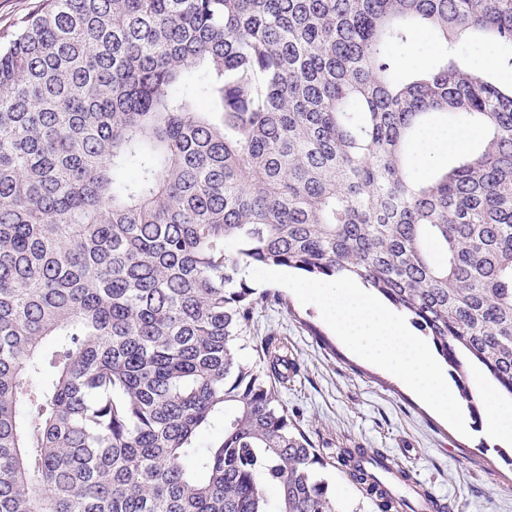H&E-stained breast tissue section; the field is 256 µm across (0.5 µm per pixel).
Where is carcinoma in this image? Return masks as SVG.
I'll return each instance as SVG.
<instances>
[{
	"instance_id": "cac0c4a2",
	"label": "carcinoma",
	"mask_w": 512,
	"mask_h": 512,
	"mask_svg": "<svg viewBox=\"0 0 512 512\" xmlns=\"http://www.w3.org/2000/svg\"><path fill=\"white\" fill-rule=\"evenodd\" d=\"M0 42V512H341L288 415V351L240 359L249 267L347 275L512 398V0H45ZM436 32L445 60L397 50ZM437 116L487 133L414 177ZM219 425L220 441L200 431ZM334 463L417 512L379 451ZM467 54L466 61L474 69L486 72L491 79L501 85H510L512 83V69L507 68L502 58L507 51L495 47H489L479 40H470L465 45ZM491 57L494 61L490 67H484L483 61Z\"/></svg>"
}]
</instances>
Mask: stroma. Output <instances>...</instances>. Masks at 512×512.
Returning <instances> with one entry per match:
<instances>
[{"label": "stroma", "instance_id": "obj_1", "mask_svg": "<svg viewBox=\"0 0 512 512\" xmlns=\"http://www.w3.org/2000/svg\"><path fill=\"white\" fill-rule=\"evenodd\" d=\"M291 305L287 311L258 303L253 343L240 356L253 364L256 343L287 341L297 372L282 399L317 448L384 451L453 512H512V445L472 424L459 434L399 378L352 353L317 306L296 299Z\"/></svg>", "mask_w": 512, "mask_h": 512}]
</instances>
